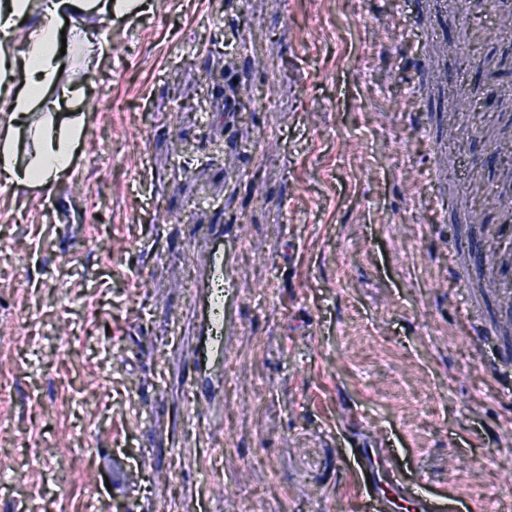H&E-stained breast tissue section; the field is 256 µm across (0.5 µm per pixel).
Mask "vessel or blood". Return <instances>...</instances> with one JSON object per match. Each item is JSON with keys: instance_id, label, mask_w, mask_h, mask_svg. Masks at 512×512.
<instances>
[{"instance_id": "vessel-or-blood-1", "label": "vessel or blood", "mask_w": 512, "mask_h": 512, "mask_svg": "<svg viewBox=\"0 0 512 512\" xmlns=\"http://www.w3.org/2000/svg\"><path fill=\"white\" fill-rule=\"evenodd\" d=\"M225 238L223 225L210 226L202 259L192 282L198 334L195 357L202 376L200 383L191 384L190 391L196 403L204 404V414L208 417L218 414L214 398L217 392L224 389L223 376L212 375L208 368L211 362H220L226 357L224 338L231 335L235 328L225 294L226 289L234 285L231 258L224 249ZM356 462L361 478L370 481L374 492L371 512H401L409 480L382 442L363 443L362 453L357 456Z\"/></svg>"}]
</instances>
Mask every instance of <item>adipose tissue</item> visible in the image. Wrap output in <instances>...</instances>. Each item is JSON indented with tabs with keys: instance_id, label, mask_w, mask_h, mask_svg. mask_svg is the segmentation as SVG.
<instances>
[{
	"instance_id": "ef3b65f1",
	"label": "adipose tissue",
	"mask_w": 512,
	"mask_h": 512,
	"mask_svg": "<svg viewBox=\"0 0 512 512\" xmlns=\"http://www.w3.org/2000/svg\"><path fill=\"white\" fill-rule=\"evenodd\" d=\"M91 0H42L41 17L26 32L20 57L3 49L21 19L30 15V0H0V97L6 99L17 117L31 116L45 106L51 90L73 100L80 88L60 86V68L65 57L60 52L61 35L55 19L69 13L89 11ZM84 134V117L74 112L67 118L49 113L32 129V150L22 154L13 124L0 125V178L10 183L47 187L70 174L75 149Z\"/></svg>"
}]
</instances>
